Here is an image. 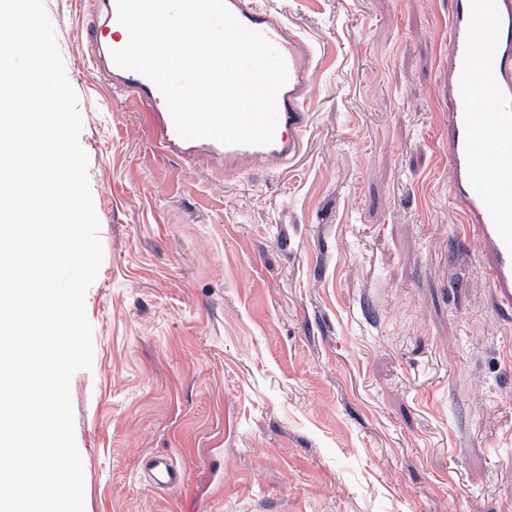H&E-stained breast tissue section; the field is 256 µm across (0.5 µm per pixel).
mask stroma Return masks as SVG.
Returning a JSON list of instances; mask_svg holds the SVG:
<instances>
[{
    "label": "stroma",
    "instance_id": "1",
    "mask_svg": "<svg viewBox=\"0 0 512 512\" xmlns=\"http://www.w3.org/2000/svg\"><path fill=\"white\" fill-rule=\"evenodd\" d=\"M45 0L103 263L70 384L85 512H512V321L448 202V0H273L319 41L300 162L158 152ZM152 453L192 470L160 491Z\"/></svg>",
    "mask_w": 512,
    "mask_h": 512
}]
</instances>
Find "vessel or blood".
Returning a JSON list of instances; mask_svg holds the SVG:
<instances>
[{
    "mask_svg": "<svg viewBox=\"0 0 512 512\" xmlns=\"http://www.w3.org/2000/svg\"><path fill=\"white\" fill-rule=\"evenodd\" d=\"M92 64L114 94L136 103L163 152L184 162H221L225 175L259 166L284 170L300 157L310 124L316 44L294 32L270 0H226L245 27L261 32L283 55L289 74L277 97L278 123L268 145H223L178 136L159 89L143 75L118 68L111 57L128 33L116 20L115 0H94ZM448 201L465 234L479 244L478 262L494 309L512 317V0H449L447 82ZM142 465L151 483L174 489L187 468L151 454Z\"/></svg>",
    "mask_w": 512,
    "mask_h": 512,
    "instance_id": "obj_1",
    "label": "vessel or blood"
}]
</instances>
